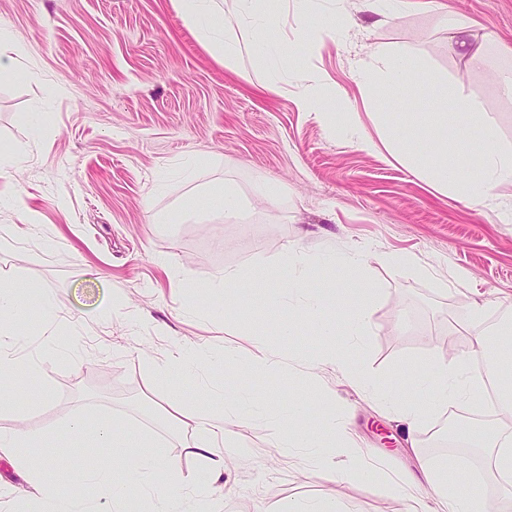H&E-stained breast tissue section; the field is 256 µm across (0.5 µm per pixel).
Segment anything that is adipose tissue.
Instances as JSON below:
<instances>
[{
  "label": "adipose tissue",
  "mask_w": 512,
  "mask_h": 512,
  "mask_svg": "<svg viewBox=\"0 0 512 512\" xmlns=\"http://www.w3.org/2000/svg\"><path fill=\"white\" fill-rule=\"evenodd\" d=\"M185 20L208 42L217 56L225 62H237L241 49L237 41L228 37L233 28L245 25L252 33L264 35L269 18L282 8V0H236L234 13L224 14L215 0H177ZM342 34L341 17H333L330 24L312 26L307 38L298 42L270 41L255 64L269 74L278 76L288 72L290 62L301 52L316 51L325 39ZM413 73L410 58L405 53L392 54L372 49L367 62L356 72L358 84L368 85L382 81L388 85L405 84ZM429 94L434 106L430 112H407L395 117L391 112L375 113L380 132L372 139L358 116H351L344 128L349 141L356 146L374 147L383 143L390 154L416 172L438 191L452 190L478 205L495 204L500 223H512V205L495 202L493 188L501 182H512V149L495 147L494 127L482 112L460 99L445 85L432 86ZM428 138L432 147L443 153L445 159L431 163L421 146V138ZM37 303L42 316L53 320L58 314L55 297L46 290L36 298L19 293L14 283L0 279V405L9 406L15 383L28 375L31 367L23 363L13 348L24 340L23 324L30 303ZM483 305H474L471 311L473 331L469 348L456 359L435 360L414 382V394L403 397L380 389L363 374H356L358 386L375 399L388 413L395 415L408 434H415L419 425L434 410L450 402L470 404L484 392L485 379L500 383L502 392L498 406L507 419H512V353L499 355L493 339L483 329ZM480 355L488 360L485 379H477L469 371V360ZM211 360L196 347L181 346L155 367V374L172 388L185 381L194 382L198 394V408L193 418L194 433L187 445L203 464L192 481H185L177 460L158 452V440L147 431L130 434L117 430L111 422L100 421L88 425L84 417L73 418L64 426L69 436L93 433L99 447L112 451V462L89 470L86 490L66 493L56 490L42 492L37 501V512H92L87 503L88 489L106 492L111 498L109 512H134L133 505L147 501L146 512H178L186 497H193L196 512H220L223 489L218 482L224 466L225 453L232 447L228 435L232 428L248 417L270 413L272 401L257 399L253 394L239 390H216L205 381ZM320 400L296 402L288 414L285 435L277 436L276 446L281 454H290L295 448H308L313 461L333 478L341 481L364 479L372 475L371 466L358 458L353 450V439L335 416H326V430L313 434L309 420L320 407ZM467 446L486 448L495 469L504 476L512 475V441L483 428L470 427L462 432ZM37 439L33 430L0 433V458H6L15 467L27 472L34 485H41L47 469L55 467L51 449L35 455L31 447ZM463 461L454 465L440 464L422 468L420 474H407L396 485L397 493L406 497L405 512H427L425 499H434L443 512H496L493 502L482 492H461L448 477L449 470H462Z\"/></svg>",
  "instance_id": "adipose-tissue-1"
}]
</instances>
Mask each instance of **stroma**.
<instances>
[{
  "instance_id": "35a3bbf8",
  "label": "stroma",
  "mask_w": 512,
  "mask_h": 512,
  "mask_svg": "<svg viewBox=\"0 0 512 512\" xmlns=\"http://www.w3.org/2000/svg\"><path fill=\"white\" fill-rule=\"evenodd\" d=\"M466 17L469 49L453 44L438 16L402 9L387 16L369 0H344V39L299 56L273 80L251 66L252 32L234 29L243 54L224 64L189 28L174 0H0V28L24 53L18 67L39 80H0V277L23 289H47L58 317L44 325L28 311L31 337L19 348L35 360L16 385V407L0 409V431L45 429L81 414L155 432L184 476L198 464L182 443L190 416L168 418L166 383L156 363L177 344L218 356L233 349L242 363L234 387L278 403L287 418L298 398L327 394L323 413L341 416L363 450L388 472H418L459 449L487 458L461 439L440 440L453 421L447 404L416 438L362 398L343 365L319 362L308 333L284 341L272 331L277 307L244 303L228 310L192 286L173 289L168 266L191 281L270 258L288 244L314 256L349 251L378 255L367 270L381 288L356 369L400 391L414 373L470 340V308L486 305L487 331L512 320V223L495 211L440 193L392 159L363 149L300 110L295 98L309 75L340 88L334 113L355 112L369 135L374 112H423L417 87L452 84L494 124L497 143L512 147V97L497 82L512 73V0H440ZM332 0H314L307 21L279 13L271 39L301 38L305 23L328 19ZM406 49L415 72L408 85L360 86L357 63L372 47ZM285 183L272 202L254 203L239 224L182 220L185 204L234 184L253 199L261 180ZM23 195L29 211L8 204ZM394 254L408 265L389 263ZM52 398L36 405V393ZM274 419L253 417L234 428L239 454L224 459L223 512H265L306 498L336 500L340 512H403L404 501L379 479L331 480L311 451L284 457L272 440ZM71 476L112 452L92 436L46 441ZM39 493L0 459V512H27Z\"/></svg>"
}]
</instances>
